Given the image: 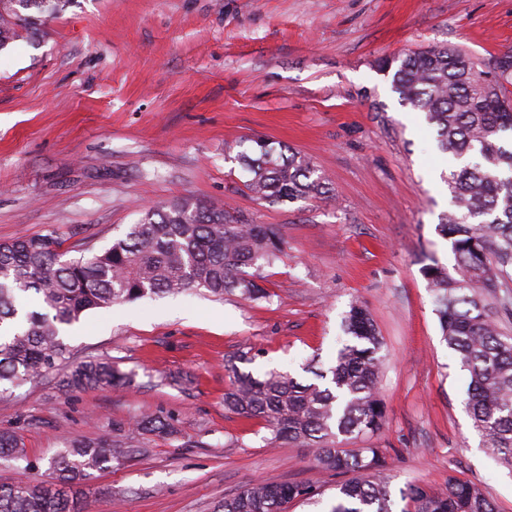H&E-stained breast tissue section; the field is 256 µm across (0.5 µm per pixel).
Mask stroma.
<instances>
[{
  "mask_svg": "<svg viewBox=\"0 0 512 512\" xmlns=\"http://www.w3.org/2000/svg\"><path fill=\"white\" fill-rule=\"evenodd\" d=\"M29 13L37 29L0 50V243L52 235L99 251L144 207L185 197L288 243L264 269L268 298L146 297L69 328L78 356L135 379L67 393L51 377L0 399V429L20 437L34 478L48 479L67 440L157 413L176 418L177 435L134 438L136 453L79 487L84 512H214L257 479L313 485L290 512H329L336 476L225 411L224 361L258 350L257 371L311 381L305 365L331 364L358 301L388 355L375 442L391 492L454 476L512 512V469L472 425L468 373L423 275L435 262L456 269L438 225L461 162L380 69L431 46L484 60L512 50V0H61ZM257 137L309 159L330 199L255 200L236 156ZM177 374L190 384H170Z\"/></svg>",
  "mask_w": 512,
  "mask_h": 512,
  "instance_id": "35a3bbf8",
  "label": "stroma"
}]
</instances>
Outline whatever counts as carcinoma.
<instances>
[{
    "label": "carcinoma",
    "instance_id": "cac0c4a2",
    "mask_svg": "<svg viewBox=\"0 0 512 512\" xmlns=\"http://www.w3.org/2000/svg\"><path fill=\"white\" fill-rule=\"evenodd\" d=\"M0 0V49L32 29L36 19L21 17L16 4ZM393 71L401 100L425 114L440 150L480 161L447 176L453 209L440 233L450 240L457 276L437 263L424 268L435 293L441 334L469 373L468 414L484 446L512 467V335L497 326L492 301L512 267V61L490 67L454 46L429 47L383 63ZM249 173L247 187L269 203L316 198L328 192L310 161L255 140L238 154ZM286 249L270 224H246L230 211L189 199L153 206L123 237L102 251L89 247L64 258L51 235H21L0 244V398L25 383L52 373L67 392L118 387L133 374L104 358L79 359L62 335L88 311L155 294L205 290L214 297L237 293L246 300L267 297L259 280ZM253 272H248V269ZM346 340L333 363L303 383L270 369L261 376L243 371L259 354L241 353L225 365L230 387L224 408L259 420L269 443L309 448L317 465L344 477L336 484L331 512H393L392 494L382 471L385 449L368 443L384 426L386 407L380 380L385 366L383 341L369 310L353 302L344 316ZM175 419L146 413L112 430L110 439L71 440L50 462L57 484L73 486L112 467L130 452L124 438H168ZM0 464L19 479L0 486V512H81L79 500L32 479L33 464L20 438L0 430ZM315 495L312 486L255 480L216 512H288V504ZM401 512H497L485 489L448 478L437 492L421 483L400 490Z\"/></svg>",
    "mask_w": 512,
    "mask_h": 512
}]
</instances>
